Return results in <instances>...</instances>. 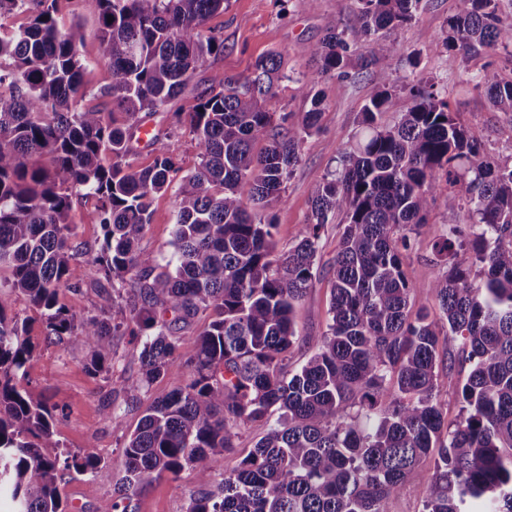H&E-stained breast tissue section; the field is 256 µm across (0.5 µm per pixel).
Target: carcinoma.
Instances as JSON below:
<instances>
[{
    "mask_svg": "<svg viewBox=\"0 0 512 512\" xmlns=\"http://www.w3.org/2000/svg\"><path fill=\"white\" fill-rule=\"evenodd\" d=\"M61 2L0 0V267L10 270V292L45 316L46 339L90 347L96 370L112 362L120 328L153 330L138 353L139 382L124 388L130 400L171 369H188L187 384L128 437L124 476L98 512H137L146 487L185 470L198 487L187 512H389L391 498L415 482L426 486L422 512H512V158L489 154L434 80L415 73L399 88L385 83L362 109L359 137L314 186L297 244L280 253L266 211L283 201L323 98L301 121L283 115L277 124L267 102L293 80L280 54L245 76L216 73L193 111L175 113L195 136L199 166L181 177L161 152L141 168L130 129L224 52V40L202 26L227 0H97L112 83L90 107L80 106L82 36L59 28ZM356 2L348 23L306 51L325 79L376 68L385 80L396 50L387 33L410 24L421 0ZM28 12L29 25L11 24ZM441 45L464 58L512 49V20L498 0H462ZM472 83L512 117V78L489 63ZM388 112L397 114L392 123L383 120ZM36 154L50 167L32 164ZM441 176L459 187L468 223L452 209L436 234L435 260L448 271L429 284L432 318L410 306L404 258L412 236L432 231L427 215ZM178 177L176 263L161 270L138 243L154 195ZM77 187L95 198L88 217L103 232L92 263L111 279L133 277V293L113 303L118 311L78 323L57 301L81 255L67 220ZM339 214L327 329L290 370L295 305L312 282L324 228ZM7 307L0 293V496L14 512H65L66 476L95 469L100 458L91 446L44 453L58 447L56 408L14 383L33 346L26 322ZM159 308L173 319L157 321ZM200 314L208 323L187 350L176 326ZM458 350L468 375L458 387L460 416L447 424L439 368L446 360L453 374ZM253 424L267 426L266 435L216 479L213 456ZM433 452L427 473L422 463Z\"/></svg>",
    "mask_w": 512,
    "mask_h": 512,
    "instance_id": "carcinoma-1",
    "label": "carcinoma"
}]
</instances>
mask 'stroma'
Here are the masks:
<instances>
[{
    "label": "stroma",
    "mask_w": 512,
    "mask_h": 512,
    "mask_svg": "<svg viewBox=\"0 0 512 512\" xmlns=\"http://www.w3.org/2000/svg\"><path fill=\"white\" fill-rule=\"evenodd\" d=\"M459 7L460 0H422L410 25L390 31L389 38L394 41L396 52L390 61L388 81L401 85L411 71V58H419L423 75L447 89L452 111L458 112L461 121L487 149L507 159L512 157V118L494 110L486 96L474 90L471 78L492 60L503 76H510L512 62L500 50L466 60L440 47L446 22ZM355 8L356 0H229L224 11L208 17L203 24L205 33L223 38V53L207 57L185 91L166 111L147 118L146 123L152 127L156 139L135 141L137 165H151L156 155L164 152L176 159L183 172L194 171L199 164L194 136L189 129L174 127V113L191 111L214 73L246 74L260 57L281 53L283 68L290 78L280 83L269 100V111L289 115L295 121L309 110L311 91L323 92L325 98L319 129L302 143L299 161L285 183V200L270 210L277 247L288 251L297 243L299 230L307 222L313 187L335 168L337 148L352 141L358 133V114L379 83L374 73L354 81L321 79L316 62L305 51L307 45L322 40L329 27L347 23ZM57 20L64 27H80L82 89L86 95L97 94L112 81L110 69L99 57L97 0H77L76 5L63 7ZM178 203L177 188L156 194L151 222L139 242L141 251L152 255L162 266L171 260L174 252L172 241ZM94 205V198L84 195L82 190H73L68 222L73 228L75 244L82 247L96 248L102 242L100 226L87 219ZM459 206L458 189H442L428 216L429 232L412 239L413 247L406 256L404 268L415 286L411 298L413 310L436 308L429 286L435 273L431 264L434 232L441 229L449 209ZM341 232L339 220L326 225L318 268L306 295L295 306L296 343L291 368H298L307 360L314 351L315 341L326 330L331 288L328 263L336 254ZM76 266L75 283L60 289L58 304L79 321L99 313L112 300L108 296L110 282L92 267L87 257H78ZM8 313L26 322L34 344L32 359L15 378L18 388L30 390L56 406L53 431L61 452L74 454L91 446L100 456L101 462L94 472L72 474L61 488L69 512H96L111 498L113 487L121 477L118 460L127 436L149 407L186 384V371L170 370L141 390L137 401L130 402L124 388L139 377L138 341L128 335L114 336L111 365L93 374L87 369L91 358L87 348L66 342H46L45 319L25 297L13 296ZM110 411L120 416V425L107 420ZM195 490L190 472L162 478L140 494L139 512H186Z\"/></svg>",
    "instance_id": "obj_1"
}]
</instances>
